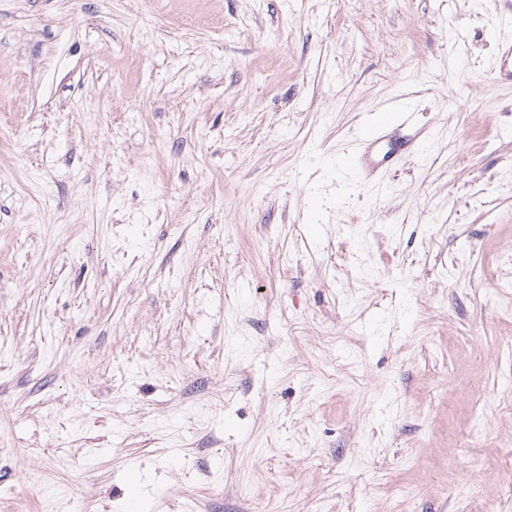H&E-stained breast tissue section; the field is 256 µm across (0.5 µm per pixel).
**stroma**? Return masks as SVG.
Masks as SVG:
<instances>
[{
  "label": "stroma",
  "mask_w": 512,
  "mask_h": 512,
  "mask_svg": "<svg viewBox=\"0 0 512 512\" xmlns=\"http://www.w3.org/2000/svg\"><path fill=\"white\" fill-rule=\"evenodd\" d=\"M512 0H0V512H512ZM433 140L347 159L397 108Z\"/></svg>",
  "instance_id": "stroma-1"
}]
</instances>
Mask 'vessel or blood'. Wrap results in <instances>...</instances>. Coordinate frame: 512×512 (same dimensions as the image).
Returning <instances> with one entry per match:
<instances>
[{
    "instance_id": "vessel-or-blood-1",
    "label": "vessel or blood",
    "mask_w": 512,
    "mask_h": 512,
    "mask_svg": "<svg viewBox=\"0 0 512 512\" xmlns=\"http://www.w3.org/2000/svg\"><path fill=\"white\" fill-rule=\"evenodd\" d=\"M428 138V133L417 128L413 113L406 112L394 126L364 132L354 162L362 176L371 180L402 157L417 154Z\"/></svg>"
}]
</instances>
